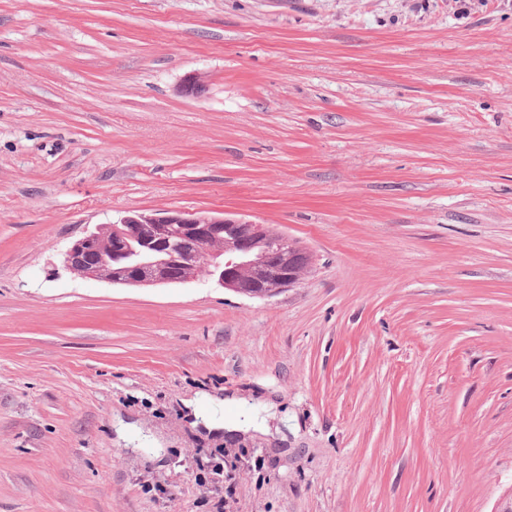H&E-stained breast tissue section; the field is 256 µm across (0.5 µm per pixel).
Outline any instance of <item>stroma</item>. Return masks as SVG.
I'll return each instance as SVG.
<instances>
[{
	"label": "stroma",
	"instance_id": "35a3bbf8",
	"mask_svg": "<svg viewBox=\"0 0 512 512\" xmlns=\"http://www.w3.org/2000/svg\"><path fill=\"white\" fill-rule=\"evenodd\" d=\"M169 209L311 270L260 299L65 268ZM193 395L270 435L192 428ZM511 501L512 0H0V512Z\"/></svg>",
	"mask_w": 512,
	"mask_h": 512
}]
</instances>
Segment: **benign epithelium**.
Listing matches in <instances>:
<instances>
[{
  "instance_id": "obj_1",
  "label": "benign epithelium",
  "mask_w": 512,
  "mask_h": 512,
  "mask_svg": "<svg viewBox=\"0 0 512 512\" xmlns=\"http://www.w3.org/2000/svg\"><path fill=\"white\" fill-rule=\"evenodd\" d=\"M122 228L115 229L116 246L112 248V259L136 260L132 266L134 275L114 280L128 286H156L182 282L179 268L184 258L199 260L206 275L219 286L249 297H266L263 291H251L235 277L238 268L247 264L251 241L267 236L263 224L233 220L208 211L167 210L158 213L134 211L118 220ZM167 224H178L182 230L181 255L153 258L147 255L166 245L163 228ZM222 225L233 227L240 238L237 253H222L210 248L214 230ZM97 234L90 231L75 241L65 253L67 269L83 278L99 277L100 263L92 257ZM275 270L282 287L287 288L298 281L296 272L288 264V236L279 240L274 250Z\"/></svg>"
}]
</instances>
